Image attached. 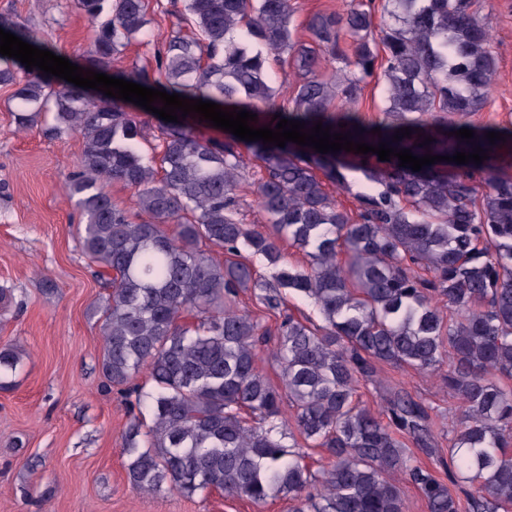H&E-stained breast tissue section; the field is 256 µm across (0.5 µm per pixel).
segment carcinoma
<instances>
[{"instance_id":"obj_1","label":"carcinoma","mask_w":512,"mask_h":512,"mask_svg":"<svg viewBox=\"0 0 512 512\" xmlns=\"http://www.w3.org/2000/svg\"><path fill=\"white\" fill-rule=\"evenodd\" d=\"M73 2L94 27L83 67L112 71L119 47L149 22L147 0ZM184 11L190 33L175 32L157 50V77L144 68L114 77L228 112L246 109L256 128H276V115L419 157L479 146L488 159L414 171L394 156L249 141L263 170L252 186L265 224H245L239 138L203 139L191 113L161 127L160 151L147 157L145 122L125 101L57 87L52 75L0 55V85L15 87L16 125L51 113L48 134L83 139L66 188L103 290L101 373L148 411L132 415L124 433L128 484L142 494L166 485L187 498L220 491L255 504L286 495L294 512H405L399 483L388 478L397 473L429 512L511 507L512 386L502 377H512V175L504 174L512 128L498 129L504 140L492 144L491 128L467 121L486 102L496 68L489 19L470 0H367L314 16L312 41L302 43L289 28L292 0H185ZM0 28L49 49L9 12L0 13ZM380 47L387 105L368 123L361 83ZM284 54L300 76L290 108L273 103L268 83ZM323 55L344 62L348 74L323 79ZM428 112L438 113L432 124ZM407 128L411 137L393 141ZM461 128L473 138L452 135ZM345 169L381 186L357 195L355 213L327 188L346 187ZM478 174L488 187L481 195ZM109 182L135 191V209L112 200ZM284 242L303 252L306 268L288 266ZM252 256L278 272L261 275ZM248 288L259 313L238 306ZM284 289L306 296L322 324L288 308ZM271 313L281 318L270 352L279 386L260 367ZM22 358L15 346L0 348V389L12 386ZM445 363L443 381L462 408L446 458L429 406L395 388L382 420L358 398L384 367L434 373ZM142 372L147 391L136 383ZM405 439L471 488L453 490L417 464ZM308 448L324 449L328 466L313 471Z\"/></svg>"}]
</instances>
